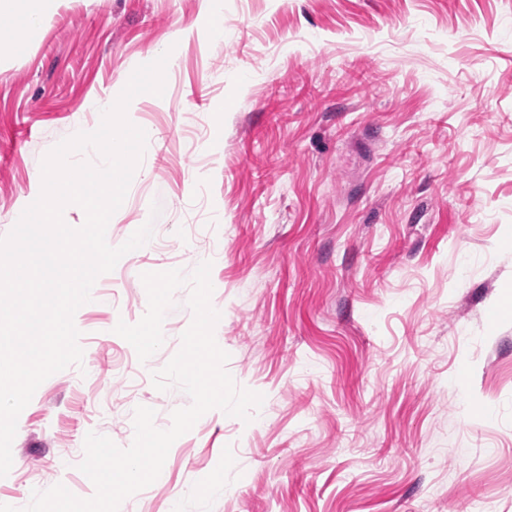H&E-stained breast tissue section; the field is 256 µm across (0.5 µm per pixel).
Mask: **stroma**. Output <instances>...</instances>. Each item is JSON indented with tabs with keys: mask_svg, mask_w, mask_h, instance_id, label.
<instances>
[{
	"mask_svg": "<svg viewBox=\"0 0 512 512\" xmlns=\"http://www.w3.org/2000/svg\"><path fill=\"white\" fill-rule=\"evenodd\" d=\"M510 13L224 0L213 40L204 0H51L20 54L0 23V237L39 196L45 154L99 126L96 101L178 56L134 109L155 135L106 231L154 235L98 277L82 363L21 412L0 504L58 483L92 497L88 432L125 448L137 406L165 429L190 404L151 379L191 322L189 286L147 361L114 328L145 314L143 273L203 257L226 368L264 401L248 423L203 415L120 512H512ZM217 469L224 489L197 503Z\"/></svg>",
	"mask_w": 512,
	"mask_h": 512,
	"instance_id": "1",
	"label": "stroma"
}]
</instances>
